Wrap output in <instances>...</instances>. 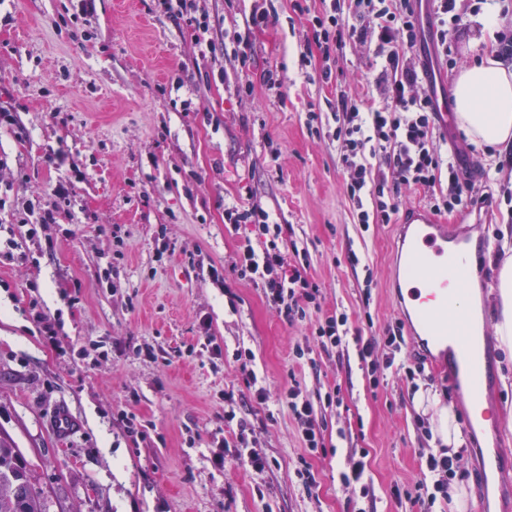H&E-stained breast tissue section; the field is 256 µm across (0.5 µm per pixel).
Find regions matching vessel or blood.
Instances as JSON below:
<instances>
[{
    "instance_id": "obj_1",
    "label": "vessel or blood",
    "mask_w": 512,
    "mask_h": 512,
    "mask_svg": "<svg viewBox=\"0 0 512 512\" xmlns=\"http://www.w3.org/2000/svg\"><path fill=\"white\" fill-rule=\"evenodd\" d=\"M400 240L399 280L405 293L395 304L410 326L420 348L440 366L469 385L472 405L467 413L471 429L483 421L476 412L483 395L496 381L493 353L483 339L477 308L460 305L448 288V273L455 266L478 263L483 238L452 234L424 209L404 212ZM488 475L504 486L512 485V448H496L487 461Z\"/></svg>"
}]
</instances>
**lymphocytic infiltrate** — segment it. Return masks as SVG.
<instances>
[{
	"label": "lymphocytic infiltrate",
	"mask_w": 512,
	"mask_h": 512,
	"mask_svg": "<svg viewBox=\"0 0 512 512\" xmlns=\"http://www.w3.org/2000/svg\"><path fill=\"white\" fill-rule=\"evenodd\" d=\"M428 2L436 21L434 52L445 60L452 54V28L462 20L458 0ZM158 4L169 17L190 27L209 53L223 50V43L210 36V17L200 11L198 0H158ZM312 30L324 58L342 52L352 41L367 45L377 62L366 93L354 99L337 96L331 114L340 161L347 172L345 190L355 204L359 224L391 223L400 210L403 191L411 189L424 190L437 213L476 204L479 195L474 183L462 178L461 149L453 144L444 151L437 144L434 96L422 89L428 66L415 52L422 36L418 0H329L328 9L313 17ZM74 188L71 176L64 172L50 188L51 204H43L41 193H33L19 213L29 235L57 223ZM224 221L235 228L249 225L252 234L265 242L259 253L249 244L240 248L233 265L237 278L260 288L288 322L306 320L317 303L319 287L307 276L306 259L291 261L298 248L284 244L282 226L255 202L225 208ZM313 340L325 352L354 347L363 368L373 374L393 367L394 354L404 342V324L397 320L386 327L384 343L392 353L382 361L377 358L375 340L352 333L349 316L342 310L319 318ZM282 398L300 427L308 454L323 452L327 426L316 419L299 381H291ZM461 461V454H449L444 448L422 452L421 479L411 487L393 485L392 500L412 507L447 504Z\"/></svg>",
	"instance_id": "obj_1"
}]
</instances>
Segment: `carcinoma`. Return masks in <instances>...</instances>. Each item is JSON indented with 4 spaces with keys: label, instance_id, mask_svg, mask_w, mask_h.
I'll return each instance as SVG.
<instances>
[{
    "label": "carcinoma",
    "instance_id": "1",
    "mask_svg": "<svg viewBox=\"0 0 512 512\" xmlns=\"http://www.w3.org/2000/svg\"><path fill=\"white\" fill-rule=\"evenodd\" d=\"M0 512H44L27 463L7 442H0Z\"/></svg>",
    "mask_w": 512,
    "mask_h": 512
}]
</instances>
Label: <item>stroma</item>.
<instances>
[{"instance_id":"obj_1","label":"stroma","mask_w":512,"mask_h":512,"mask_svg":"<svg viewBox=\"0 0 512 512\" xmlns=\"http://www.w3.org/2000/svg\"><path fill=\"white\" fill-rule=\"evenodd\" d=\"M204 5L226 44L216 57L153 0H0V102L18 118L16 129L0 130L8 163L0 170V306L13 311L11 322L0 320V432L28 462L47 512H350L358 492L338 474L354 448L369 452L374 512H405L390 488L421 478L419 452L429 445L417 422L431 415L416 410V387L437 392L461 415L465 384L429 362L415 381L387 372L375 387L352 349L319 355L313 367L296 364L294 348L311 344L312 322L288 323L259 288L236 278L240 247L259 250L264 242L224 223L225 207L260 203L308 250L322 310L344 309L362 336L382 337L396 316L388 283L397 227L357 224L329 119L338 94L363 92L370 53L351 43L336 60L322 58L310 29L322 0H308L305 15L293 0ZM491 7L505 18L500 29L512 31V0H464L458 68L496 47L497 31L481 16ZM263 9L266 26L252 27L251 13ZM238 34L252 46L245 64L235 52ZM274 67L282 85L270 90L263 75ZM244 74L254 85L249 95L236 90ZM311 111L323 118L316 135L306 125ZM440 131L469 145L473 174L498 168L482 186L487 211L443 217L459 227L482 218L472 231L488 245L468 287L491 337L512 163L457 122ZM63 171L77 175L69 212L28 237L19 209ZM351 252L361 266L348 264ZM213 267L222 281L210 277ZM39 312L59 322V348L45 344ZM207 338L221 357L203 348ZM241 345L253 351V368L273 394L266 406L238 411L272 462L261 472L230 457L220 470L210 462L218 441H235L238 432L224 419V394L243 387L233 357ZM494 353L499 381L487 401L496 418L480 448L512 446V355ZM292 377L328 425L326 454L307 456L276 399ZM337 385L342 405L327 404ZM60 404L80 423L63 442L52 418ZM122 411L146 425L145 438L125 435ZM304 456L318 475L311 494L295 475ZM482 467L462 459L468 500L491 499L493 512H512V489L492 497Z\"/></svg>"}]
</instances>
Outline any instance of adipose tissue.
Segmentation results:
<instances>
[{
	"instance_id": "adipose-tissue-1",
	"label": "adipose tissue",
	"mask_w": 512,
	"mask_h": 512,
	"mask_svg": "<svg viewBox=\"0 0 512 512\" xmlns=\"http://www.w3.org/2000/svg\"><path fill=\"white\" fill-rule=\"evenodd\" d=\"M455 117L478 141L494 146L512 143V70L496 58L464 68L456 80ZM493 294L500 319L495 333L504 350L512 352V259L502 264ZM417 407L435 411L432 438L440 445L460 450L465 444L463 431L453 407L440 397L416 391Z\"/></svg>"
}]
</instances>
